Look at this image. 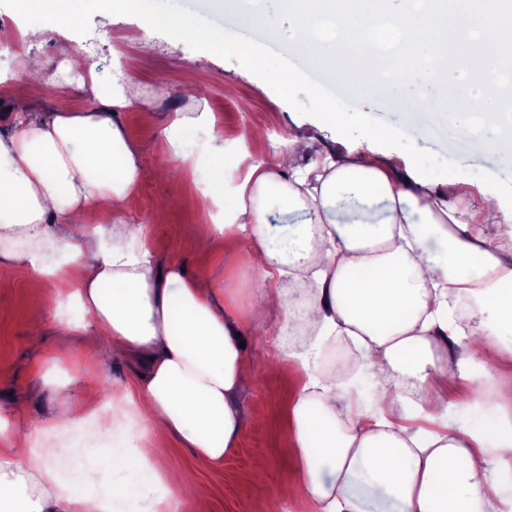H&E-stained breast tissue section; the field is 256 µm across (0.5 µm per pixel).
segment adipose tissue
I'll return each instance as SVG.
<instances>
[{"label":"adipose tissue","instance_id":"ef3b65f1","mask_svg":"<svg viewBox=\"0 0 512 512\" xmlns=\"http://www.w3.org/2000/svg\"><path fill=\"white\" fill-rule=\"evenodd\" d=\"M49 24L28 28L30 41L74 25L88 11L134 14L143 23L178 27L207 52L235 54L265 69L266 56L245 31L269 21L240 14L212 30L194 20L147 12L144 0H15ZM77 81L65 94L76 108L25 115L0 134V241L32 271L41 300L46 277L77 292L81 317L98 339L134 354L143 365L138 400L112 403V416L135 409L143 426L127 435L115 458L99 449V481L113 496L153 498L163 453L145 430L168 434L200 460L219 465L247 428L240 401L258 371L299 366L304 378L290 409V440L299 492L311 512H364L368 492L383 491L390 512H512V496L489 478L495 461L512 460V425L483 430L443 425L425 431L408 422L409 406L434 420L448 407V388L465 377L462 361L440 343H462L470 360L489 368L512 356V245H503V207L486 194L465 210L421 192L422 169L400 178L389 163L359 155L307 162L312 142L291 139L276 160L239 153L244 171L229 201L246 235L224 236L227 254L243 253L257 270L248 314L219 304L207 276L182 264L158 263L142 225L120 223L135 189L151 176L118 118L139 96L136 84L112 86L66 62ZM112 214L108 235L89 230V210ZM479 218L472 224L464 213ZM300 329L276 359L241 346L251 323ZM354 344L377 386L374 412L362 410L345 378L314 368L312 355L332 339ZM28 439L0 448V512H91L97 494L62 487L73 461L54 456L24 464Z\"/></svg>","mask_w":512,"mask_h":512}]
</instances>
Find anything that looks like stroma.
Here are the masks:
<instances>
[{"mask_svg": "<svg viewBox=\"0 0 512 512\" xmlns=\"http://www.w3.org/2000/svg\"><path fill=\"white\" fill-rule=\"evenodd\" d=\"M147 7L155 13L172 10L191 16L217 30L243 11L240 0H223L222 11L209 13L201 12L196 0H148ZM278 29V45H270L263 38L255 39L254 44L268 51L271 69L293 73L294 85L286 93L266 74L245 69L236 56L207 55L198 42L170 27L146 26L135 15L84 14L73 26L53 31L43 43L24 42V54L49 62L38 94H30L29 80L19 64L0 61V133L18 130L21 111L71 108V101L61 95L60 85L66 78L64 62L75 52L101 79L116 80L124 69L129 80L138 85V100L120 112L119 119L136 143L143 165H154L168 156L162 118L176 112H210L211 123L179 137L183 152L197 168L196 179L139 185L123 221L143 226L160 262H180L190 273L212 276L224 299L244 311L253 300L258 274L245 254L225 255L224 235L204 200L213 139L224 143L228 168L224 192L228 195L240 179L232 168L234 147L274 159L287 149L285 140L275 136L281 128L293 137L316 136L311 153L315 159L355 151L380 162L390 155L399 157L404 168L419 161L431 176L430 192L447 195L454 204L489 189L512 197V167L504 165L499 155L471 150L465 142L442 141L407 126L406 113L418 102V88L400 94H351L344 128L318 130L316 98L321 90L302 68V56L292 52L289 23H280ZM258 128L263 129V138H254ZM388 128L398 129V137L390 141L374 138L375 130ZM460 170L469 173V182L453 183ZM30 275V270L14 269L7 286L0 288V442L21 432L28 435L31 447L72 456L78 468L61 473L60 483L78 481L92 487L97 470L85 453L89 446L86 435L94 427L92 418L102 402L93 403L71 424L59 427L55 418L61 405L54 389L64 386L76 401L90 391H99L102 401H108L113 392L134 391L142 367L130 356L108 355L106 345L97 340L92 328L59 335V318L73 319L77 313L68 303L72 289L50 280L45 283L41 305L40 336L32 338L28 322ZM494 376L492 401L480 404L474 400V390L483 383V373L470 368L467 380L448 392L444 422L457 427L479 426L501 413L512 416V363L495 368ZM299 384V376L293 373L269 369L259 375L241 396L249 426L222 466L206 465L175 440H164L168 450L164 467L188 469L196 475L192 484L176 489L187 512H275L279 501L291 505V512H307L297 494L296 465L285 420ZM257 473L265 475L269 487L278 488V500L267 499L256 486L253 476Z\"/></svg>", "mask_w": 512, "mask_h": 512, "instance_id": "35a3bbf8", "label": "stroma"}]
</instances>
